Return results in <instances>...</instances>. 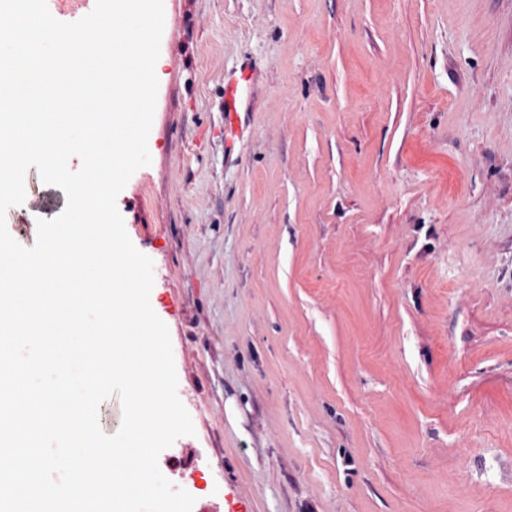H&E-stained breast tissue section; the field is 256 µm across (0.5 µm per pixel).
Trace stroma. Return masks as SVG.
Returning <instances> with one entry per match:
<instances>
[{"label":"stroma","mask_w":512,"mask_h":512,"mask_svg":"<svg viewBox=\"0 0 512 512\" xmlns=\"http://www.w3.org/2000/svg\"><path fill=\"white\" fill-rule=\"evenodd\" d=\"M164 11L117 198L195 427L161 473L192 512H512V0ZM25 190L30 247L66 196ZM239 95V83L234 82L226 86L224 91V133H233L238 122V112L235 109V102Z\"/></svg>","instance_id":"obj_1"}]
</instances>
